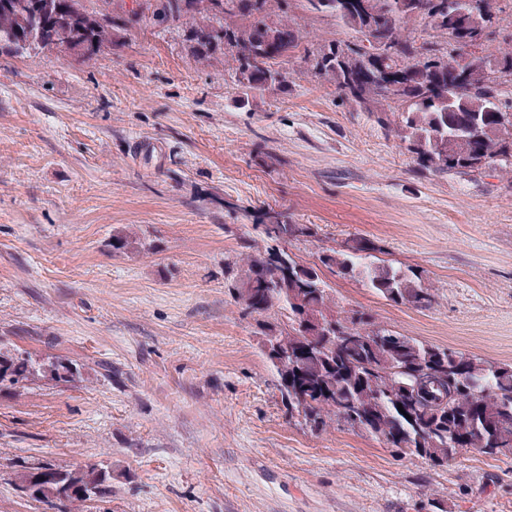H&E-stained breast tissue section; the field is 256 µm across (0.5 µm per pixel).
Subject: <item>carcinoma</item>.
<instances>
[{
  "label": "carcinoma",
  "mask_w": 512,
  "mask_h": 512,
  "mask_svg": "<svg viewBox=\"0 0 512 512\" xmlns=\"http://www.w3.org/2000/svg\"><path fill=\"white\" fill-rule=\"evenodd\" d=\"M288 0H140V11L123 16L114 0H0V52L23 56L28 43L51 48L59 32L69 35L70 52L92 60L105 47L117 48L116 31L128 24H181L196 58L224 54L231 78L245 97L288 85L279 68L301 51L313 76L333 83L349 103L372 110L393 107L378 122L406 145L417 165L436 173L473 172L493 163L512 170V101L501 85L512 84V47L482 48L474 57L469 31L493 35L494 18L453 12L450 0H302V8L327 13L370 35L368 45L329 41L310 52L291 16L271 19ZM427 23L448 36L454 52L417 43L411 26ZM476 74L460 80L456 69ZM272 245L243 254L231 288L248 313L286 319L261 331V346L276 376L281 402L291 417L320 433L336 421L380 440L399 456L442 466L460 447L493 455L512 444V364H491L450 347L394 333L368 314L340 309L331 288L313 267L301 264L287 244L316 236L307 224H290L267 211L260 217ZM376 245L355 239L327 249L320 263L331 273L361 281L388 301L418 309L433 294L410 267L372 260ZM35 375L70 382L76 376L64 358L36 364L23 353L0 350V391L23 389ZM403 410H398V407ZM43 466L18 476L33 488L44 512H74L87 498L70 487L112 495V471L97 464L55 470Z\"/></svg>",
  "instance_id": "cac0c4a2"
}]
</instances>
